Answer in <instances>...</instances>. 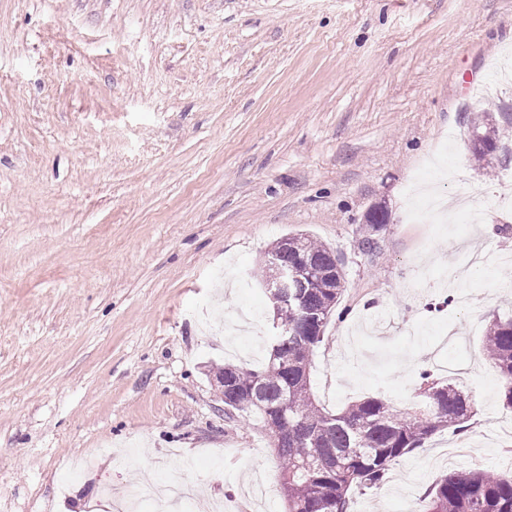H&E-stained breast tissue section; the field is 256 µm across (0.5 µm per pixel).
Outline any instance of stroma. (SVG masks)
I'll list each match as a JSON object with an SVG mask.
<instances>
[{
	"mask_svg": "<svg viewBox=\"0 0 512 512\" xmlns=\"http://www.w3.org/2000/svg\"><path fill=\"white\" fill-rule=\"evenodd\" d=\"M509 49L512 0H0V512H112L104 490L169 477L286 512L263 422L222 409L209 368L263 363V257L296 233L343 263L323 408L410 406L424 364L475 409L467 456L437 433L352 512L511 466L481 344L512 314ZM487 116L470 126L471 152L475 162H488L498 150V130L491 125Z\"/></svg>",
	"mask_w": 512,
	"mask_h": 512,
	"instance_id": "1",
	"label": "stroma"
}]
</instances>
